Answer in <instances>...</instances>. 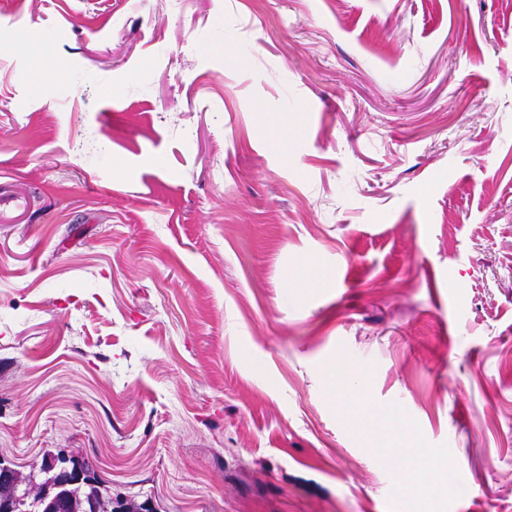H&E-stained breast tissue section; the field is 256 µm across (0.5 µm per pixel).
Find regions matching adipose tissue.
I'll return each instance as SVG.
<instances>
[{"instance_id":"obj_1","label":"adipose tissue","mask_w":512,"mask_h":512,"mask_svg":"<svg viewBox=\"0 0 512 512\" xmlns=\"http://www.w3.org/2000/svg\"><path fill=\"white\" fill-rule=\"evenodd\" d=\"M345 376L338 363L328 365L326 380L330 397L340 398V408L356 431L368 437L383 433L384 442L377 450L379 457L396 456L401 460L398 481L408 493L398 497L396 512H418L420 502L445 497L453 465L449 452L420 446L400 429V412L377 410L369 405L366 377H359L355 385L349 386Z\"/></svg>"}]
</instances>
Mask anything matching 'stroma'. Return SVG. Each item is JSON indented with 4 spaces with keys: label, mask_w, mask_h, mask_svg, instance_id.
<instances>
[{
    "label": "stroma",
    "mask_w": 512,
    "mask_h": 512,
    "mask_svg": "<svg viewBox=\"0 0 512 512\" xmlns=\"http://www.w3.org/2000/svg\"><path fill=\"white\" fill-rule=\"evenodd\" d=\"M334 359L512 512V0H0V457L393 512Z\"/></svg>",
    "instance_id": "obj_1"
}]
</instances>
